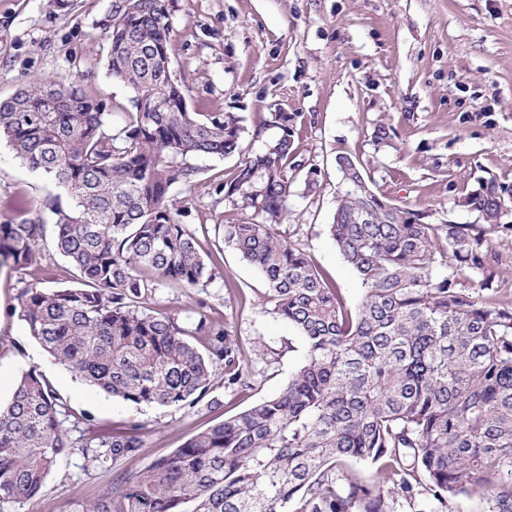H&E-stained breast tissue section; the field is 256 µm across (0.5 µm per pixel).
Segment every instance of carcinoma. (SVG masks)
<instances>
[{"instance_id":"1","label":"carcinoma","mask_w":512,"mask_h":512,"mask_svg":"<svg viewBox=\"0 0 512 512\" xmlns=\"http://www.w3.org/2000/svg\"><path fill=\"white\" fill-rule=\"evenodd\" d=\"M173 0H117L96 21L106 73L131 93L115 126L84 84L41 78L0 100V138L59 193L53 245L77 285L20 293L19 317L52 357L88 384L137 405L194 406L216 370L227 389L249 386L248 359L208 303L182 321L147 313L161 285L206 286L196 228L169 200L196 185L199 155L240 149L232 112H184L171 72ZM56 96L53 111L44 96ZM281 134L243 158L216 193L246 217L215 215L214 231L255 266L274 313L304 342L299 367L274 397L188 438L136 476H117L84 512H396L398 498L444 505L452 498L512 512V304L467 293L472 275L493 289L485 259L503 224L505 189L482 180L464 203L470 224H434L371 188L341 179L328 233L362 289H340L282 231L288 218V114ZM43 221L0 224V257L17 270L40 264ZM67 405L35 368L0 407V506L40 494L59 458L117 461L144 447L141 427L86 434L65 426ZM376 467L370 482L338 465Z\"/></svg>"}]
</instances>
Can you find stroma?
I'll use <instances>...</instances> for the list:
<instances>
[{"instance_id":"35a3bbf8","label":"stroma","mask_w":512,"mask_h":512,"mask_svg":"<svg viewBox=\"0 0 512 512\" xmlns=\"http://www.w3.org/2000/svg\"><path fill=\"white\" fill-rule=\"evenodd\" d=\"M109 0H74L67 15L50 0H0V99L44 76L72 74L80 59L108 112L128 106L130 92L106 74L107 42L95 22ZM171 64L186 85L194 112H234L241 118L239 153L202 156L197 186L169 196L186 224H211L220 177L242 156L262 152L288 115L295 153L285 229L349 305L358 281L328 234L340 189L336 157L360 161L371 188L401 208L427 211L436 224H468L463 203L480 180L506 190L512 223V0H175ZM386 128V143L375 134ZM319 188L306 190L308 179ZM54 188L0 141V224L50 221L41 206ZM204 250L216 257L206 287L163 286L143 307L185 315L198 300L230 324L250 362L249 385L231 391L216 373L207 397L194 406L135 405L87 385L50 357L16 313L17 294L73 286L68 261L44 240L41 267L0 263V372L19 378L35 367L71 413L97 433L137 424L144 446L117 463L95 464L80 450L62 457L42 492L7 512H82L117 474L135 475L180 447L191 435L278 394L296 371L304 344L263 297L259 271L209 233Z\"/></svg>"}]
</instances>
